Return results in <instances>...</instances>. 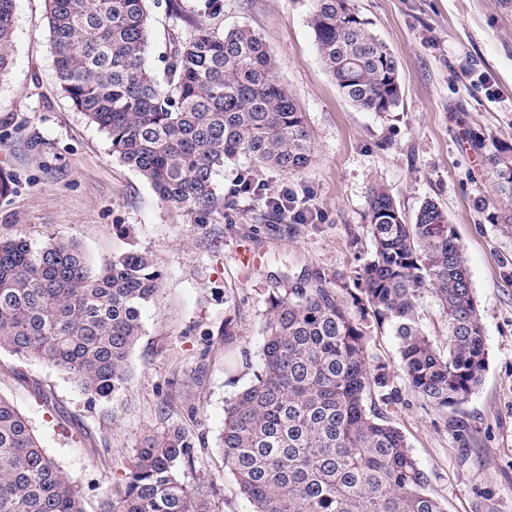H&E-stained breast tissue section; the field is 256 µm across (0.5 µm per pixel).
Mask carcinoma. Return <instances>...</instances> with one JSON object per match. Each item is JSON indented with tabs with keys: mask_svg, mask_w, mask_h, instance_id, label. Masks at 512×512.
I'll use <instances>...</instances> for the list:
<instances>
[{
	"mask_svg": "<svg viewBox=\"0 0 512 512\" xmlns=\"http://www.w3.org/2000/svg\"><path fill=\"white\" fill-rule=\"evenodd\" d=\"M151 0H45L61 91L108 137L162 202L221 224L229 202L216 176L245 156L299 173L311 134L261 37L197 26L170 41L164 77L148 62ZM317 49L342 96L378 114L401 100L398 62L353 0H315ZM15 0H0V75L14 53ZM491 193L487 220L512 235V144L472 134ZM370 257L352 283L318 270L280 276L269 297L254 379L226 405L224 470L252 512H446L430 493L393 419L399 370L409 390L464 432V405L481 385L487 348L463 247L447 214L424 202L408 222L382 185L369 195ZM163 275L130 249L99 267L74 241L0 236V349L67 373L88 407L120 419L142 335L141 309ZM432 295L447 325L440 351L419 322ZM397 339L399 361L371 352ZM224 312V355L235 354ZM203 441L181 418L145 435L99 512H211L187 481ZM0 512H85L82 489L46 454L24 417L0 397ZM372 351L375 356L386 361L398 362V347L394 336L388 333L374 336L372 341Z\"/></svg>",
	"mask_w": 512,
	"mask_h": 512,
	"instance_id": "cac0c4a2",
	"label": "carcinoma"
}]
</instances>
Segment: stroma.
Instances as JSON below:
<instances>
[{
    "label": "stroma",
    "instance_id": "stroma-1",
    "mask_svg": "<svg viewBox=\"0 0 512 512\" xmlns=\"http://www.w3.org/2000/svg\"><path fill=\"white\" fill-rule=\"evenodd\" d=\"M177 3L175 13L168 0L151 7L155 69L171 35L195 25L252 30L306 115L315 159L298 174L256 171L265 195L242 200L229 222L194 223L112 156L106 135L60 90L44 0H16L15 51L0 77V122L10 131L0 171L17 188L0 197V234L76 241L95 267L135 247L154 257L163 288L141 310L120 422L89 409L66 373L1 349L0 396L82 488L87 512L127 472L141 438L163 430L167 402L193 411L190 427L205 438L190 483L211 512H251L219 448L224 406L252 379L224 368V310L236 314L239 345L257 352L281 272L349 276L367 258L368 194L381 184L406 217L428 200L447 213L488 350L464 434L400 378L394 419L447 512H512V236L477 206L490 177L469 139L478 131L512 143V0H354L398 61L401 102L382 116L351 105L326 72L308 25L313 0H223L215 15L205 0ZM284 188L312 222L262 221L267 196Z\"/></svg>",
    "mask_w": 512,
    "mask_h": 512
}]
</instances>
